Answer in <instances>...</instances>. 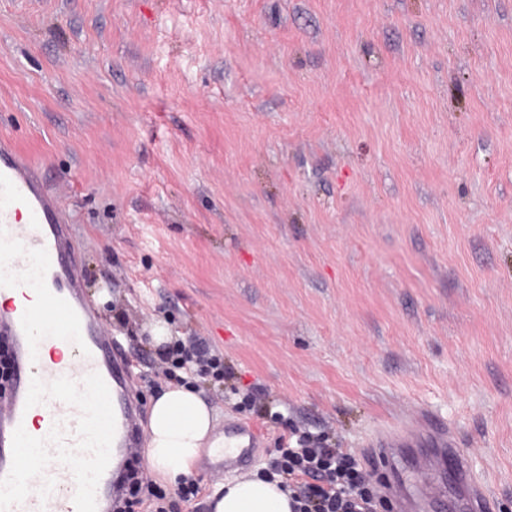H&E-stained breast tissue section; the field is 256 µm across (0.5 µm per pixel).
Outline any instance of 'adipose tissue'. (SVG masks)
I'll return each instance as SVG.
<instances>
[{"instance_id":"ef3b65f1","label":"adipose tissue","mask_w":512,"mask_h":512,"mask_svg":"<svg viewBox=\"0 0 512 512\" xmlns=\"http://www.w3.org/2000/svg\"><path fill=\"white\" fill-rule=\"evenodd\" d=\"M213 411L193 390L173 386L152 404L146 456L152 475L170 483L190 476L209 445ZM213 512H291L287 492L252 474L224 483L213 494Z\"/></svg>"}]
</instances>
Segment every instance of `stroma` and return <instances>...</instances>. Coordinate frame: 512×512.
I'll use <instances>...</instances> for the list:
<instances>
[{"instance_id":"35a3bbf8","label":"stroma","mask_w":512,"mask_h":512,"mask_svg":"<svg viewBox=\"0 0 512 512\" xmlns=\"http://www.w3.org/2000/svg\"><path fill=\"white\" fill-rule=\"evenodd\" d=\"M0 137L75 218L135 362L264 438L254 463L427 410L512 507V0H0ZM252 394L261 412L245 407ZM153 479L136 512H211ZM166 362L170 358L174 365H177L181 357L186 359L195 358V362L199 365V373L210 374L219 381H224L225 368L224 359L211 349V346L207 343L204 338L194 336L189 340L188 344L182 341H178L175 346H168V349L164 352Z\"/></svg>"}]
</instances>
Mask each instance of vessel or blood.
Returning a JSON list of instances; mask_svg holds the SVG:
<instances>
[{"mask_svg":"<svg viewBox=\"0 0 512 512\" xmlns=\"http://www.w3.org/2000/svg\"><path fill=\"white\" fill-rule=\"evenodd\" d=\"M74 254L68 211L37 165L1 139L0 340L12 373L0 398V512H114L127 461L142 446L124 347L87 299ZM69 336L78 345L65 361L54 351ZM87 385L110 399L108 434L82 409ZM222 437L223 446L207 451L212 468L243 470L262 433L234 422ZM365 446L383 461L426 446L418 470L449 463L462 478L469 469L451 428L430 412L385 424ZM384 492L401 507L411 498L395 469Z\"/></svg>","mask_w":512,"mask_h":512,"instance_id":"obj_1","label":"vessel or blood"}]
</instances>
